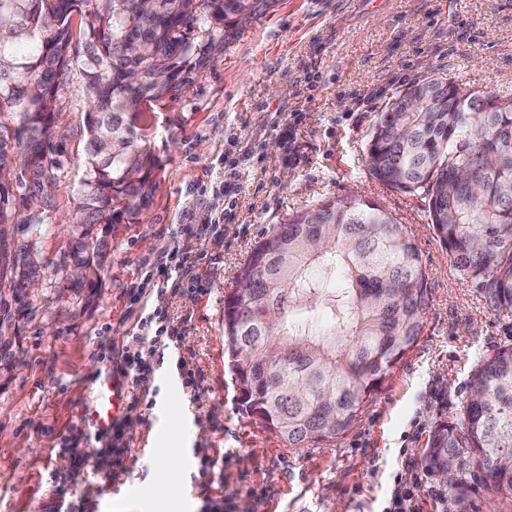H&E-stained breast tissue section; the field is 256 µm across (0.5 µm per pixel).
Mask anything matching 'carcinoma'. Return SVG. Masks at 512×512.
Segmentation results:
<instances>
[{"label":"carcinoma","instance_id":"carcinoma-1","mask_svg":"<svg viewBox=\"0 0 512 512\" xmlns=\"http://www.w3.org/2000/svg\"><path fill=\"white\" fill-rule=\"evenodd\" d=\"M260 0H0V224L16 225L0 249V309L23 319L27 283L44 275L30 237L43 225L26 210L57 177L56 100L73 50L82 54L89 111L76 238L64 263L85 266L99 287L110 249L93 224H119L146 208L161 159L147 141L151 113L188 65L211 60L224 28L254 16ZM26 156L31 196L7 195ZM368 173L426 203L428 224L451 263L478 286L490 311L512 321V98L433 74L408 84L377 120ZM247 292L224 299V350L242 411L290 448L348 433L388 372L417 344L428 308L418 247L378 201L322 198L256 241L239 266ZM467 512L466 475L512 500V345L486 354L453 419L435 422L424 450Z\"/></svg>","mask_w":512,"mask_h":512}]
</instances>
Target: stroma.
<instances>
[{"instance_id":"1","label":"stroma","mask_w":512,"mask_h":512,"mask_svg":"<svg viewBox=\"0 0 512 512\" xmlns=\"http://www.w3.org/2000/svg\"><path fill=\"white\" fill-rule=\"evenodd\" d=\"M437 72L464 86L512 94V0H267L230 30L224 51L194 66L163 99L151 143L163 160L149 207L113 225L95 290L45 277L29 293L15 359L0 364V512H453L449 488L422 450L436 420L455 416L479 360L512 344L436 239L419 199L388 190L364 166L374 124L399 91ZM54 139L63 148L47 227L34 249L60 263L76 221L77 162L88 110L81 62L64 75ZM294 125V138L270 134ZM262 154L248 174L231 165ZM358 194L405 225L428 271V309L416 346L388 373L353 430L291 448L243 413L224 355V297L255 241L317 199ZM207 225L196 273L207 288L157 296L161 266ZM183 333L178 354L154 364L136 396L152 397L123 423L118 466L83 464L86 415L153 304ZM191 370L195 386L183 382ZM184 453L181 482L155 493L157 461ZM209 466H202V459Z\"/></svg>"}]
</instances>
